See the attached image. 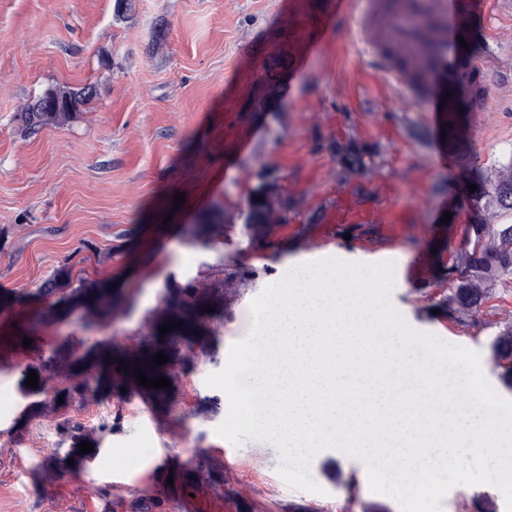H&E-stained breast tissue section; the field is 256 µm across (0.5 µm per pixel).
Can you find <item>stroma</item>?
I'll use <instances>...</instances> for the list:
<instances>
[{
  "label": "stroma",
  "mask_w": 512,
  "mask_h": 512,
  "mask_svg": "<svg viewBox=\"0 0 512 512\" xmlns=\"http://www.w3.org/2000/svg\"><path fill=\"white\" fill-rule=\"evenodd\" d=\"M317 0H136L122 15L116 0H0V337L21 336L48 306L37 290L67 268L72 279L107 278L125 301L103 341L125 347L160 308L165 289L194 278L201 264L257 269L254 280H228L224 320L183 376L171 412L142 413V399H87L40 410L23 371L38 352L81 336L76 317L50 324L40 350L0 348V512H96L99 490L144 488L174 460L192 466L221 457L236 489L280 512H343L346 481L361 501L402 512L373 493L360 461L327 449L310 472L323 494L288 485L280 452L216 433L228 399L208 387L230 347L248 335L253 299L294 267L336 257L395 264L392 303L416 330L479 354L483 372L504 398L490 345L512 312V277L496 307L465 327L433 314L444 285L448 248L476 216L463 204L469 170L491 177L512 157V71L488 76L493 109L465 113L456 138H439L430 113L397 101L352 111L328 75L323 50L308 35L335 37ZM470 50L512 55V5L495 19L470 16ZM303 60L293 68L290 56ZM94 85L96 97L63 126L23 135L17 115L47 88ZM356 142L374 157L358 176L342 166L334 143ZM279 188L295 217L287 230L245 227L251 197ZM185 203L175 206V193ZM361 195L359 222L382 210L393 223L346 238L336 199ZM451 219H444V212ZM100 428L89 467L55 483L38 464L65 455L57 426ZM507 512L499 488L460 485L442 512H476L484 503Z\"/></svg>",
  "instance_id": "35a3bbf8"
}]
</instances>
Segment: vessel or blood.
<instances>
[{"label":"vessel or blood","instance_id":"b4317fda","mask_svg":"<svg viewBox=\"0 0 512 512\" xmlns=\"http://www.w3.org/2000/svg\"><path fill=\"white\" fill-rule=\"evenodd\" d=\"M469 33V0H366L360 13L344 18L330 49L332 69L345 78L352 109L396 94L427 105L452 137L463 108L488 111L485 78L499 66L497 55L460 46ZM375 58L380 67H370Z\"/></svg>","mask_w":512,"mask_h":512}]
</instances>
